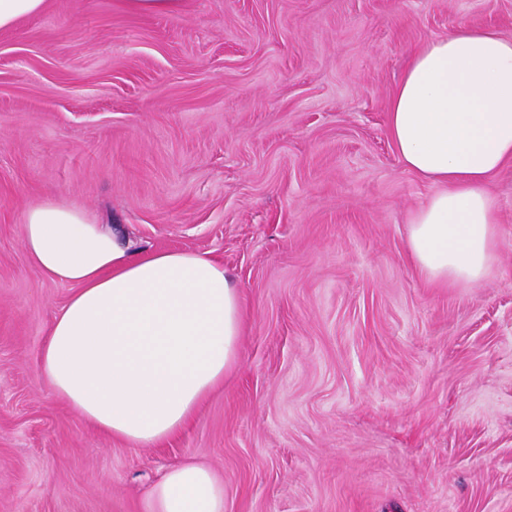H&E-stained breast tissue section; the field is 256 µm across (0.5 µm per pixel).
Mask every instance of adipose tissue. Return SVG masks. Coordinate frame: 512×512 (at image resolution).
Listing matches in <instances>:
<instances>
[{"mask_svg": "<svg viewBox=\"0 0 512 512\" xmlns=\"http://www.w3.org/2000/svg\"><path fill=\"white\" fill-rule=\"evenodd\" d=\"M402 165L435 185L411 216L408 245L440 287H473L496 259L487 190L512 161V39L456 27L414 51L388 104ZM32 263L72 293L40 351L39 380L95 428L134 447L181 431L239 357L240 293L222 265L185 250H135L77 207L26 211ZM147 512H224L207 468L168 470Z\"/></svg>", "mask_w": 512, "mask_h": 512, "instance_id": "1", "label": "adipose tissue"}]
</instances>
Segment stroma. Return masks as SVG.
Masks as SVG:
<instances>
[{"instance_id":"stroma-1","label":"stroma","mask_w":512,"mask_h":512,"mask_svg":"<svg viewBox=\"0 0 512 512\" xmlns=\"http://www.w3.org/2000/svg\"><path fill=\"white\" fill-rule=\"evenodd\" d=\"M512 0H46L0 31V512H145L204 464L224 512H512V165L496 260L437 288L408 248L433 186L387 106L458 25ZM46 201L223 264L240 356L158 447L96 430L36 359L69 286L23 248ZM182 0H125L128 10L139 14L175 11Z\"/></svg>"}]
</instances>
